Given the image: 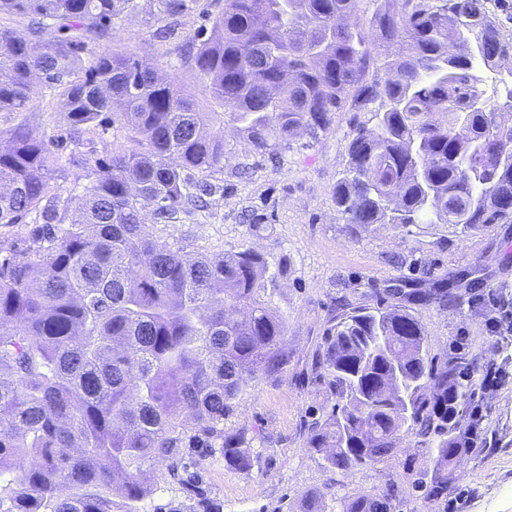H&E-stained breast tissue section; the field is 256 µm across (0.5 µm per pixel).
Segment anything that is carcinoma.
Returning <instances> with one entry per match:
<instances>
[{"mask_svg":"<svg viewBox=\"0 0 512 512\" xmlns=\"http://www.w3.org/2000/svg\"><path fill=\"white\" fill-rule=\"evenodd\" d=\"M195 3L0 0V19L24 14L31 34L0 25V112L28 111L39 79L73 141L106 114L143 145L66 157L23 122L5 131L0 225H25L34 245L0 239V512H141L150 468L165 460L203 512H222L186 455L253 469L245 434L224 419L247 380L286 363L284 323L260 297L268 261L252 247L187 255L144 215L150 205L166 224L224 193L213 133L224 113L261 157L301 130H330L338 112L371 113L374 127L348 134L332 189L348 224H512V126L497 121L512 92L494 105L485 80L512 62V33L486 0H224L209 32L177 47L222 112L200 111L178 80L110 45L134 11L169 39L167 21ZM75 163L84 182L52 183ZM455 287L450 276L412 294L459 307ZM427 344L399 306L340 315L314 362L334 403L308 440L347 470L412 438L430 462L412 490L439 501L470 436L448 416V392L468 405L478 363L459 352L435 366ZM399 500L387 482L331 512H395Z\"/></svg>","mask_w":512,"mask_h":512,"instance_id":"cac0c4a2","label":"carcinoma"}]
</instances>
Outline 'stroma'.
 Segmentation results:
<instances>
[{
  "label": "stroma",
  "instance_id": "1",
  "mask_svg": "<svg viewBox=\"0 0 512 512\" xmlns=\"http://www.w3.org/2000/svg\"><path fill=\"white\" fill-rule=\"evenodd\" d=\"M220 0H199L194 14L177 19V40L153 38L154 23L134 14L112 30V46L160 65L174 60L178 39L197 32L216 13ZM365 113L340 112L333 129L301 134L277 160L253 155L232 119L213 130L224 138L228 189L215 198L210 216H183L152 225L161 240L182 241L187 252L233 253L251 246L265 254L277 278L263 300L286 325L282 345L288 362L272 377L250 382L224 423L232 433H246L257 462L250 473L220 460L202 461L199 470L209 498L223 512H302L309 497H353L372 493L394 481L406 494L397 512H512V331L496 330L503 312H512V224H498L466 236L445 224L407 227L346 223L332 199V188L346 161L347 135ZM60 136L62 113L47 97L35 95L29 111L0 112V132L18 123ZM267 214L261 228L241 223L243 211ZM455 276L469 283L475 302L463 308L419 304L397 290L400 282L427 288ZM406 307L421 323L430 356L442 359L463 351L479 367L499 368L493 390H479L482 435L474 452L459 455L448 471V498L426 502L410 494L428 456L413 441L402 440L396 458L372 466L339 470L309 448L306 421L329 408L321 380L312 369L326 328L343 305L375 306L379 299ZM153 492L144 512H195L196 501L168 473L167 462L150 473Z\"/></svg>",
  "mask_w": 512,
  "mask_h": 512
}]
</instances>
